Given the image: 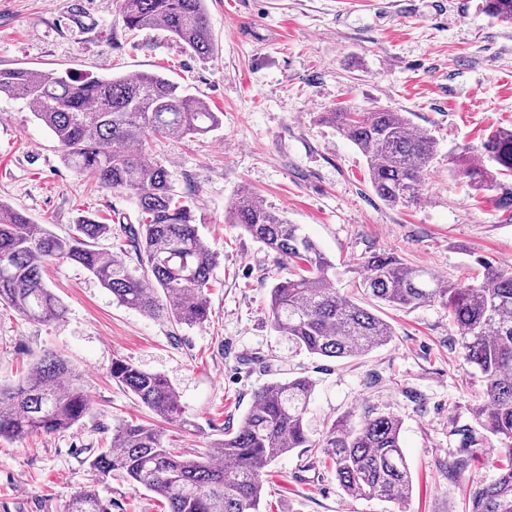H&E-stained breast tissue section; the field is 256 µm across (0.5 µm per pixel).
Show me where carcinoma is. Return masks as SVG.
Here are the masks:
<instances>
[{
  "label": "carcinoma",
  "mask_w": 512,
  "mask_h": 512,
  "mask_svg": "<svg viewBox=\"0 0 512 512\" xmlns=\"http://www.w3.org/2000/svg\"><path fill=\"white\" fill-rule=\"evenodd\" d=\"M484 9L512 24V0H485ZM121 15L131 31H162L198 57L212 53L205 0H122ZM2 95L22 101L49 129L75 172L136 199L142 224L126 233L142 273L97 247L110 231L107 224L83 217L75 233L60 237L0 203V304L34 321L60 320L65 308L47 288L43 272L57 260H69L92 273L122 306L176 325L203 324L218 256L193 224L191 206L172 193L167 170L151 147L157 137L206 134L221 124L219 113L183 94L178 84L145 72L84 79L55 70L0 69ZM322 119L362 153L381 200L408 207L420 199L436 152L431 135L412 131L401 112L338 108ZM457 172L481 190L493 189L496 175L512 173V129L497 130L480 148L462 151ZM231 220L288 264V276L270 289L268 319L276 332L327 358L364 356L391 341L386 321L332 288L334 264L300 225L246 192L231 208ZM476 263L483 269L480 282L453 284L388 254H372L363 261L359 287L396 307L439 303L448 309L462 358L483 384L475 421L500 439L508 458L495 479L471 489L468 512H512V265L481 257ZM111 375L156 416L183 418L176 391L162 376L122 359L112 362ZM314 387L308 377L263 386L239 427L212 444L214 455L186 458L164 445L159 428L126 422L91 464L105 477L119 472L158 495L168 512H259L266 468L306 448L335 469L346 494L407 499L412 476L400 443L401 419L369 411L355 422L348 414L314 439L306 424ZM91 406L82 377L63 356L46 353L19 382L0 386V438L65 432ZM65 512H109V507L96 492L83 490L70 498Z\"/></svg>",
  "instance_id": "1"
}]
</instances>
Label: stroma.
I'll list each match as a JSON object with an SVG mask.
<instances>
[{"mask_svg": "<svg viewBox=\"0 0 512 512\" xmlns=\"http://www.w3.org/2000/svg\"><path fill=\"white\" fill-rule=\"evenodd\" d=\"M206 8L213 52L198 58L163 32H129L119 0H0V68L160 73L222 115L208 134L153 142L173 192L193 204L219 256L207 321L178 326L121 306L74 262L44 274L65 306L62 319L40 323L0 306V383L21 379L52 350L82 374L93 400L92 413L67 431L0 439V512H64L81 490L98 492L110 512H167L159 496L91 465L113 427L155 421L113 381L118 358L175 388L187 421L160 428L166 446L187 457L238 427L255 392L274 380H314L316 437L349 413L401 418L413 479L407 501L349 496L332 467L299 448L268 467L260 512H467L470 487L490 482L505 457L471 413L483 387L460 357L447 309L363 299L390 324L391 341L351 359L311 355L268 321L282 259L228 212L249 190L300 225L333 262L331 285L343 295H355L374 252L451 283L479 280V257L512 265V174L482 191L454 171L465 148L512 128V24L492 21L484 0H206ZM338 107L401 112L435 138L416 204L393 207L377 196L361 152L319 120ZM0 202L59 235L79 217L102 219L111 232L99 245L114 253L126 225L141 222L133 198L72 171L49 130L6 97ZM465 457L469 467L453 472Z\"/></svg>", "mask_w": 512, "mask_h": 512, "instance_id": "stroma-1", "label": "stroma"}]
</instances>
